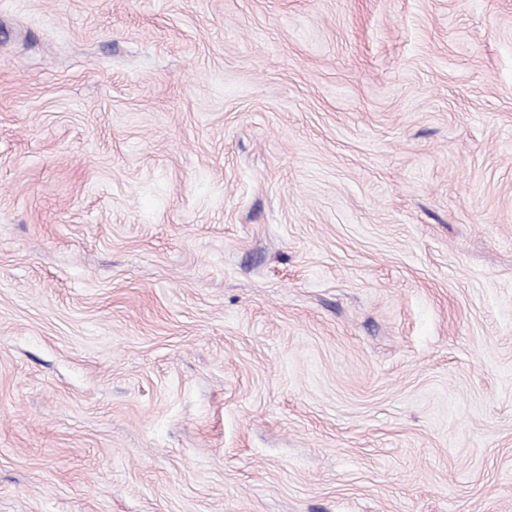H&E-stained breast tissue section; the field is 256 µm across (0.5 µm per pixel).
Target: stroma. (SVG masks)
<instances>
[{
	"label": "stroma",
	"instance_id": "1",
	"mask_svg": "<svg viewBox=\"0 0 512 512\" xmlns=\"http://www.w3.org/2000/svg\"><path fill=\"white\" fill-rule=\"evenodd\" d=\"M0 512H512V0H0Z\"/></svg>",
	"mask_w": 512,
	"mask_h": 512
}]
</instances>
